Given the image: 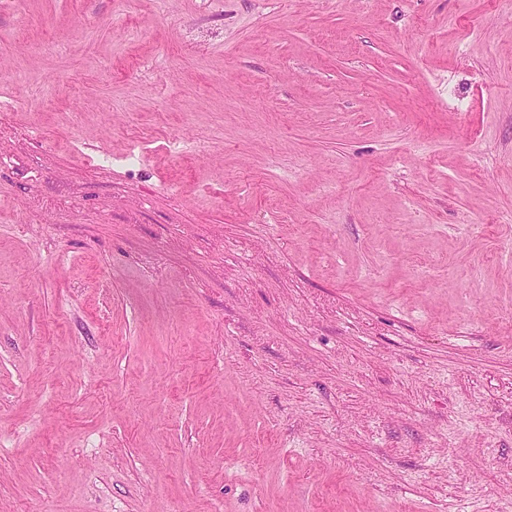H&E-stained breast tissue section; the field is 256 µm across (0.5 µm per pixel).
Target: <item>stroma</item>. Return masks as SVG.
<instances>
[{
	"instance_id": "35a3bbf8",
	"label": "stroma",
	"mask_w": 512,
	"mask_h": 512,
	"mask_svg": "<svg viewBox=\"0 0 512 512\" xmlns=\"http://www.w3.org/2000/svg\"><path fill=\"white\" fill-rule=\"evenodd\" d=\"M0 512H512V0H0Z\"/></svg>"
}]
</instances>
